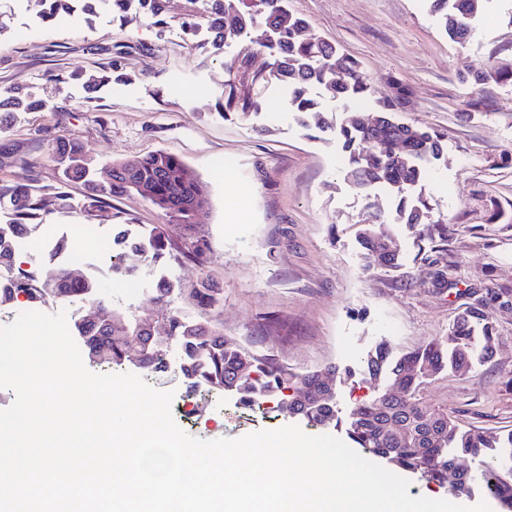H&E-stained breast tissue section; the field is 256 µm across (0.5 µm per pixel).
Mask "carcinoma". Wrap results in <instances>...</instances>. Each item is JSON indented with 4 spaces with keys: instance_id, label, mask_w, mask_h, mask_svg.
Returning a JSON list of instances; mask_svg holds the SVG:
<instances>
[{
    "instance_id": "carcinoma-1",
    "label": "carcinoma",
    "mask_w": 512,
    "mask_h": 512,
    "mask_svg": "<svg viewBox=\"0 0 512 512\" xmlns=\"http://www.w3.org/2000/svg\"><path fill=\"white\" fill-rule=\"evenodd\" d=\"M42 22L52 21L61 12H72L73 0H34ZM448 38L457 44L468 43L476 34L475 17L484 0H428ZM107 5L113 14L134 12L152 25L169 20L181 24L198 22L212 35V47L220 50L230 40L241 38L254 27L257 16L264 17L276 54L263 81L288 87V109L300 117L318 112L313 90L325 87L342 102L371 98L375 102L377 125L365 130L353 121L336 129V137L348 154L347 178L360 190L383 184L398 198L396 212L400 223L411 229L430 223L425 202L411 198L406 189L417 183L424 166L440 159L446 149V134L405 125L393 117L397 102L372 88L360 72L355 59L326 42L307 37L309 24L290 12L285 0H207L204 13L177 9L173 0H81L79 10L96 15L97 7ZM473 88L467 102L469 110L480 112L485 106L481 87L489 82L512 81V68L491 63L486 69L460 76ZM37 101L18 92L0 97V130L19 112H33ZM51 159L62 170L64 179H82L89 193L84 212L93 223L107 226L116 242L121 264L114 273L128 278L137 276L144 264H156L165 257L201 260L203 240L187 237L174 240L166 224L155 226L148 235L136 237L127 225L114 223L110 200L137 193L155 208L189 230L191 213L197 200L207 197L205 185L188 176L186 165L174 153L160 151L141 158L109 165L112 180L100 183L92 178L93 160L74 141L52 148ZM10 197L14 225L18 233L31 235L45 226L46 217L67 209V198L60 188L49 185L0 186V196ZM384 234L367 225L360 235L366 266L398 264L399 254L383 253ZM18 257L12 239L0 235V270H13ZM99 289L90 277L72 278L68 269L58 270L54 281L39 280L31 274L14 277L9 286L0 287V305L23 295L28 301L46 303L58 299L86 301ZM157 309L147 316L120 310H102L97 321L83 319L75 323L89 360L107 366L133 365L152 373L169 368L166 339L178 345L180 369L189 379L188 387L202 386L237 396L247 407L273 405L288 411L313 426L324 425L338 414L336 386L326 383L339 369L329 366L304 375H296L273 358L257 357L207 320L195 319L167 309L174 286L162 278L153 288ZM190 296L202 310L221 306L220 289L207 279L191 288ZM166 325V336L156 335L155 324ZM487 344H477L476 331ZM493 327L483 311L469 307L452 325L448 337L433 339L418 348L396 355L385 341L378 343L363 361V381L384 376L398 386L403 399L379 393L352 409L347 417V437L358 448L386 460L389 464L420 476L429 482L448 478V469L460 457L482 461L484 468L474 475L459 476V493L478 491L492 500L498 512H512V431L503 436L479 428L463 429L449 415L423 396L424 389L445 369L468 372L473 359L493 356L489 344Z\"/></svg>"
}]
</instances>
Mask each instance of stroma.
<instances>
[{"mask_svg": "<svg viewBox=\"0 0 512 512\" xmlns=\"http://www.w3.org/2000/svg\"><path fill=\"white\" fill-rule=\"evenodd\" d=\"M309 22L312 40L357 60L378 91L400 99L396 118L447 135L448 150L411 187L425 200L430 223L412 231L393 210L395 192H363L344 178L346 154L336 126L346 114L325 89L314 96L324 128L300 127L281 85L259 82L273 51L263 23L247 37L213 51L208 36L183 37L178 23L154 27L140 19L113 21L74 13L26 33L31 0H0V92L21 88L40 108L18 114L0 130V186H61L71 203L51 214L59 238L83 244L76 272L100 284L96 300L40 305L68 322L100 308L144 315L156 307L158 276L178 289L169 307L194 313L189 292L209 278L223 294L212 312L226 338L274 358L299 375L336 365L352 375L337 386L341 416L371 398L360 365L383 340L405 352L447 336L456 314L479 307L494 327L493 357L465 375L445 370L424 391L465 429L512 431V83L483 87L485 109L468 111L470 86L459 73L487 62L512 63V0H486L478 36L452 42L426 0H287ZM113 65L112 81L88 96L86 83ZM259 101V109L226 107L228 91ZM83 145L105 179L110 161L159 151L177 154L208 191L194 233L203 262L170 259L141 268L136 287L95 264L84 181L63 180L50 141ZM117 223L137 232L166 216L137 194L113 199ZM375 225L400 247L397 267L365 268L359 232ZM173 392L175 423L201 440L237 439L295 425L310 435L345 438L341 421L311 426L269 408H248L230 395L186 403L178 367L149 379Z\"/></svg>", "mask_w": 512, "mask_h": 512, "instance_id": "1", "label": "stroma"}]
</instances>
